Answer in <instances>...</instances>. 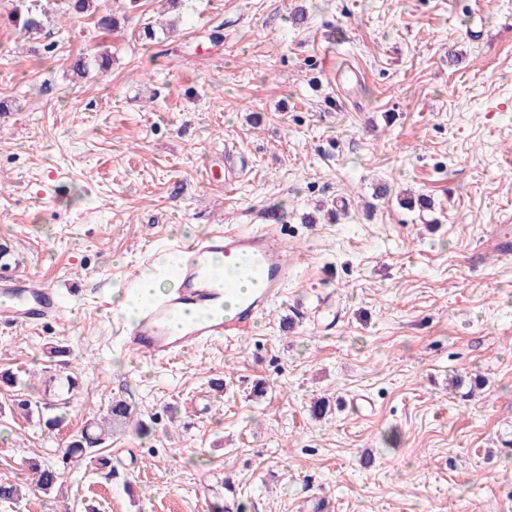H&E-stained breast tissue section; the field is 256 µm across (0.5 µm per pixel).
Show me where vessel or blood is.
<instances>
[{"mask_svg":"<svg viewBox=\"0 0 512 512\" xmlns=\"http://www.w3.org/2000/svg\"><path fill=\"white\" fill-rule=\"evenodd\" d=\"M169 275L176 288L122 326L129 353L169 360L216 338L249 335L288 280V243L266 225L217 224L183 247ZM184 311L195 312V319L172 331V317ZM63 315L57 290L43 278L0 275L1 328L40 329Z\"/></svg>","mask_w":512,"mask_h":512,"instance_id":"1","label":"vessel or blood"}]
</instances>
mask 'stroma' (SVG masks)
Returning a JSON list of instances; mask_svg holds the SVG:
<instances>
[{"mask_svg": "<svg viewBox=\"0 0 512 512\" xmlns=\"http://www.w3.org/2000/svg\"><path fill=\"white\" fill-rule=\"evenodd\" d=\"M32 2L37 39L0 0V245L68 315L0 330L18 379L0 388V482L20 489L0 512H512V256L482 243L512 217V0ZM228 147L246 171L225 170ZM273 209L297 271L251 334L127 353L101 300L175 242ZM115 399L133 419L110 467L66 461ZM34 459L62 492L36 487ZM219 471L226 486L203 483Z\"/></svg>", "mask_w": 512, "mask_h": 512, "instance_id": "stroma-1", "label": "stroma"}]
</instances>
